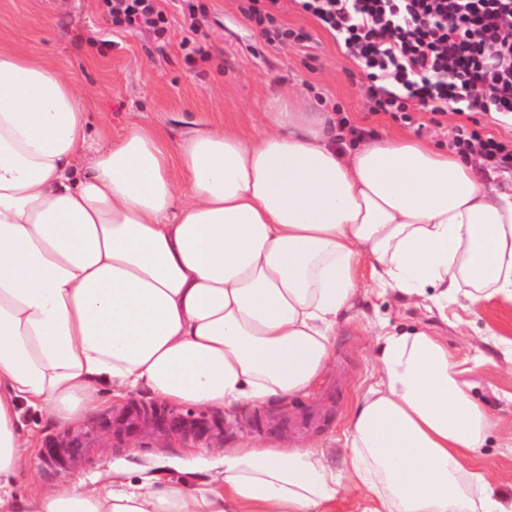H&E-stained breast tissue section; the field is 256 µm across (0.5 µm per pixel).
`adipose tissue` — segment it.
<instances>
[{
    "label": "adipose tissue",
    "mask_w": 512,
    "mask_h": 512,
    "mask_svg": "<svg viewBox=\"0 0 512 512\" xmlns=\"http://www.w3.org/2000/svg\"><path fill=\"white\" fill-rule=\"evenodd\" d=\"M247 136L91 130L75 85L0 50V512H512L478 469L490 420L430 332H394L357 401L343 472L311 446L228 448L201 487L120 467L22 499L31 431L100 393L232 411L307 394L360 271L415 300L512 302V192L418 141L337 144L290 98Z\"/></svg>",
    "instance_id": "obj_1"
}]
</instances>
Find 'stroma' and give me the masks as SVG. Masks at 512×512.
<instances>
[{
	"label": "stroma",
	"mask_w": 512,
	"mask_h": 512,
	"mask_svg": "<svg viewBox=\"0 0 512 512\" xmlns=\"http://www.w3.org/2000/svg\"><path fill=\"white\" fill-rule=\"evenodd\" d=\"M159 5L172 18L165 46L148 33L112 29L103 0H0V49L40 57L65 73L85 99L93 127L116 136L130 123L156 129L176 144L187 121L212 119L251 134L266 121L274 100L292 94L310 112L331 115L337 130L371 137H410L447 151L456 125L503 141L512 124L483 112L431 116L413 111L412 123L369 109L368 79L334 38L310 16L289 7L286 28L309 35L308 44H265L239 11V0H207L208 16L195 33L205 59L188 64L180 43L186 35L174 0ZM365 292L341 319L331 363L305 395L247 407L234 413L170 407L139 392L108 402L84 425L67 433L42 426L31 450L33 479L19 488L91 480L114 465L159 470L193 487L208 475L201 463L223 457L239 444L279 448L307 439L333 467L342 465L347 424L356 400L378 379L377 340L387 332L426 330L444 342L460 364L463 380L486 410L492 427L481 450L489 481L512 488V376L494 337L512 339V302L496 297L475 309L451 303L407 301L365 281ZM95 444L88 463L55 467L44 448Z\"/></svg>",
	"instance_id": "1"
}]
</instances>
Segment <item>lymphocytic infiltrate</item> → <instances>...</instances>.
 Segmentation results:
<instances>
[{
  "label": "lymphocytic infiltrate",
  "instance_id": "1",
  "mask_svg": "<svg viewBox=\"0 0 512 512\" xmlns=\"http://www.w3.org/2000/svg\"><path fill=\"white\" fill-rule=\"evenodd\" d=\"M113 28L169 29L157 0H104ZM366 71L370 108L409 120L432 113L512 117V0H294ZM280 0H245L243 15L269 44L302 41L280 25ZM457 153L479 149L493 167H512V145L457 128Z\"/></svg>",
  "mask_w": 512,
  "mask_h": 512
}]
</instances>
